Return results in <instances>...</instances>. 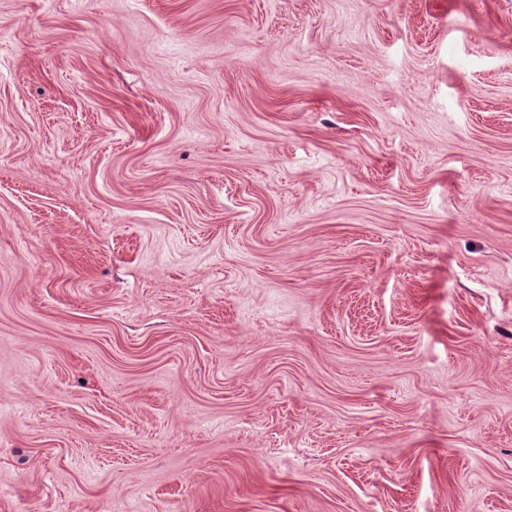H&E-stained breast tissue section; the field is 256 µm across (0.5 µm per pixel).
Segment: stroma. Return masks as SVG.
<instances>
[{
  "instance_id": "obj_1",
  "label": "stroma",
  "mask_w": 512,
  "mask_h": 512,
  "mask_svg": "<svg viewBox=\"0 0 512 512\" xmlns=\"http://www.w3.org/2000/svg\"><path fill=\"white\" fill-rule=\"evenodd\" d=\"M0 512H512V0H0Z\"/></svg>"
}]
</instances>
